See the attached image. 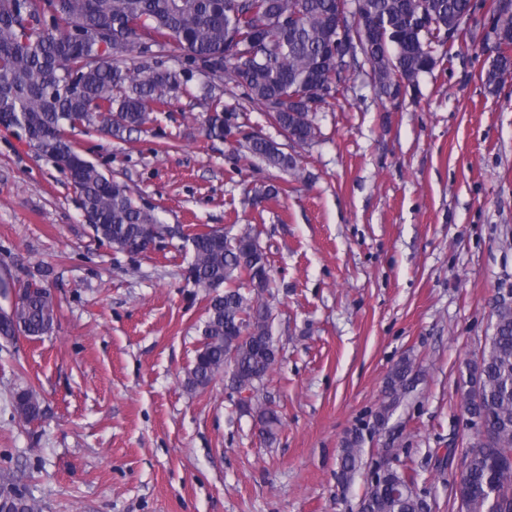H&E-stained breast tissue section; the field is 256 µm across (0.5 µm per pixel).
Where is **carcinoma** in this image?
Listing matches in <instances>:
<instances>
[{
    "mask_svg": "<svg viewBox=\"0 0 512 512\" xmlns=\"http://www.w3.org/2000/svg\"><path fill=\"white\" fill-rule=\"evenodd\" d=\"M43 20L60 36L35 41L24 25L23 0H0V115L8 127L20 128L33 146L62 162L79 192L83 214L92 221L96 237L122 251L138 244L150 224L159 223L154 211L136 203L128 186L107 176L70 141L75 129L109 135L135 130L151 115L185 91L192 74L176 68H155L141 74L128 66V56L175 42L185 54L199 60L224 82V93L240 95L265 109L273 123L288 130L300 146L319 137L313 128L309 102L325 105L346 91V72L357 56L378 70L377 91L393 96L399 80L416 84L420 74L432 71L444 56L424 50V37L413 33L422 14L433 29L469 10V0H362V10L374 22L364 36L349 25L345 7L352 0H45ZM264 24L257 44L247 28ZM347 25L350 40H359L361 53H332L338 22ZM81 34L69 35L73 27ZM112 31L125 43V55L99 52L98 36ZM512 70V58L502 57L487 72V85ZM76 78L81 92L71 95L64 82ZM210 109L206 132L227 139L236 134L239 158H258L267 165L298 175L296 157L261 138L239 122L241 113H227L222 97L203 87ZM192 251L188 280L208 296L203 323L204 341L185 372L189 392L206 389L224 373V362L234 360L236 371L228 386L252 393L269 376L275 351L269 344L265 293L272 283L271 264L251 233L232 247L224 236L207 231L186 236ZM20 288L25 300L12 313L0 314V339L10 342L22 333L38 338L52 331L57 302L36 283H18L0 277V296ZM248 338L240 339L243 332ZM414 362H398L387 376L373 428L385 426L401 399L413 388ZM465 384L476 389L467 410L477 414L485 440L468 448L455 496L461 512H512V309L497 313L493 332L486 337L480 357L468 365ZM274 438L281 425L278 411L265 403H244ZM13 410L31 424L42 418V399L33 387L16 391ZM363 435L350 434L340 449L337 478L349 484L364 465ZM414 479L392 465L379 468L368 482L358 512H430L425 499L413 491ZM0 512H38L33 499L19 487L0 489Z\"/></svg>",
    "mask_w": 512,
    "mask_h": 512,
    "instance_id": "carcinoma-1",
    "label": "carcinoma"
}]
</instances>
